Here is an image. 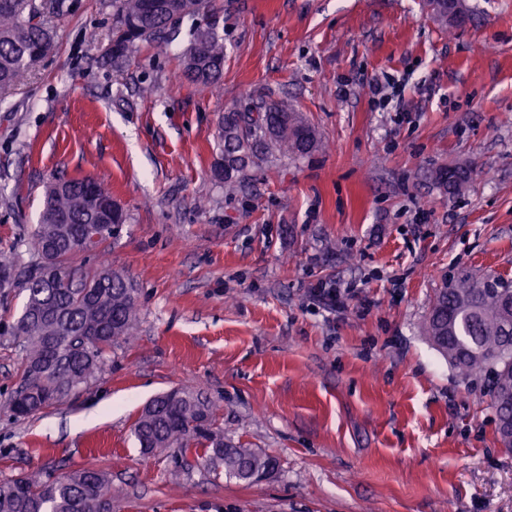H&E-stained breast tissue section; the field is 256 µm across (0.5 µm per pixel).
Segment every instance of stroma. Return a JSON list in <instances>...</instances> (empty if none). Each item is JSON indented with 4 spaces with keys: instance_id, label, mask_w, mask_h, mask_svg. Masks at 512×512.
Wrapping results in <instances>:
<instances>
[{
    "instance_id": "1",
    "label": "stroma",
    "mask_w": 512,
    "mask_h": 512,
    "mask_svg": "<svg viewBox=\"0 0 512 512\" xmlns=\"http://www.w3.org/2000/svg\"><path fill=\"white\" fill-rule=\"evenodd\" d=\"M467 2L450 30L422 0H208L117 73L112 0H60L51 52L0 102V252L29 260L53 177L104 183L128 214L104 249L137 322L88 384L18 418L22 297L0 296V480L100 468L112 512H512L487 376L422 334L457 271L512 276V0ZM208 22L224 74L200 87L178 58ZM388 78L404 115L371 93ZM252 94L288 99L325 147L229 192L217 125ZM454 166L475 176L451 194L429 172ZM321 282L356 290L331 313ZM177 388L274 470L244 483L142 455L135 420Z\"/></svg>"
}]
</instances>
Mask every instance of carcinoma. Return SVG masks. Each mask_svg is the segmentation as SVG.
Wrapping results in <instances>:
<instances>
[{"mask_svg":"<svg viewBox=\"0 0 512 512\" xmlns=\"http://www.w3.org/2000/svg\"><path fill=\"white\" fill-rule=\"evenodd\" d=\"M112 35L107 63L122 71L132 48L139 43L161 47L176 34L180 21L200 13L203 0H112ZM461 19L448 21V11L432 14L449 28L470 18L460 2ZM53 0H0V98L21 85L52 47L47 26ZM183 74L193 83H216L224 68V38L207 23L196 28L183 56ZM222 161L213 168L214 180L233 189L249 165L275 155L305 157L322 148L316 130L287 101L239 105L224 113L219 126ZM432 172L434 183L446 192H458L472 179L468 167ZM112 195L96 180L57 177L45 192L40 224L31 242V258L18 268L14 254L0 252V291L18 288L23 306L10 332L23 347L20 391L23 407L9 404L16 417L36 414L55 402L48 394L59 388L75 391L101 369L112 344L132 332L137 314L136 289L114 269L101 265L87 269L75 262L79 254L96 251L107 239L119 236L126 215L112 207V224L100 237L80 241L79 227L95 224L100 208ZM51 244L45 251L44 244ZM61 274L57 282L46 268ZM423 335L465 375L484 372L492 380L496 421H512V287L498 277L473 280L464 272L438 290L422 326ZM173 401L163 394L145 406L134 424V436L145 455L159 448H179L203 459L224 474L249 481L274 469L275 460L253 448L224 441L211 430L213 406L186 390ZM108 495L107 473L95 468L58 477L34 471L0 481V512H90L89 494Z\"/></svg>","mask_w":512,"mask_h":512,"instance_id":"obj_1","label":"carcinoma"}]
</instances>
